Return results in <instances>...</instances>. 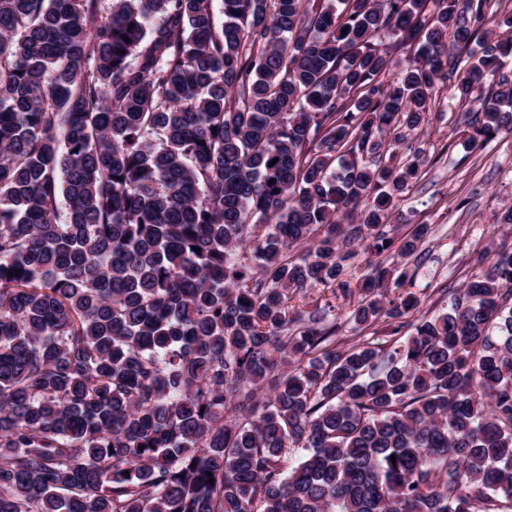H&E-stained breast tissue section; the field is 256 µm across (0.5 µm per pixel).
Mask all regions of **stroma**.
Listing matches in <instances>:
<instances>
[{
	"label": "stroma",
	"instance_id": "obj_1",
	"mask_svg": "<svg viewBox=\"0 0 512 512\" xmlns=\"http://www.w3.org/2000/svg\"><path fill=\"white\" fill-rule=\"evenodd\" d=\"M439 100L427 127L411 137L425 157L423 174L388 228L401 237L415 225L428 227L420 256L408 263L407 273L421 312L429 316L447 306L441 289L481 275L480 254L489 242L512 241V229L493 222L502 205L512 204V136L482 149L465 147L467 105L445 85Z\"/></svg>",
	"mask_w": 512,
	"mask_h": 512
}]
</instances>
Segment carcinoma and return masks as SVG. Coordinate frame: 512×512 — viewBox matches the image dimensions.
Segmentation results:
<instances>
[{
	"instance_id": "obj_1",
	"label": "carcinoma",
	"mask_w": 512,
	"mask_h": 512,
	"mask_svg": "<svg viewBox=\"0 0 512 512\" xmlns=\"http://www.w3.org/2000/svg\"><path fill=\"white\" fill-rule=\"evenodd\" d=\"M490 2L0 0V512H512V247L415 322L382 259L437 81L512 134ZM331 293H323L319 290H309L307 293H300L293 295L292 299L290 300L289 304L291 306H294L296 310L298 311H305L304 315L305 317L308 316V314L315 309L319 307H323L327 300H331L333 303H336V306H338L339 309L342 308V305L345 303L344 299L337 300L338 297H336V301L333 299H329ZM351 327L350 324H347L336 334V348H347L357 343L359 340L357 336H375L376 342L390 345L397 337L407 334L404 331L401 334H393V326H390L389 322L383 321L373 324L369 329L363 330L361 333L353 331Z\"/></svg>"
}]
</instances>
